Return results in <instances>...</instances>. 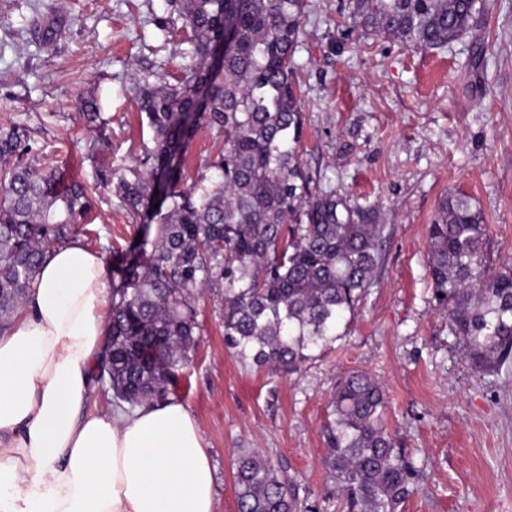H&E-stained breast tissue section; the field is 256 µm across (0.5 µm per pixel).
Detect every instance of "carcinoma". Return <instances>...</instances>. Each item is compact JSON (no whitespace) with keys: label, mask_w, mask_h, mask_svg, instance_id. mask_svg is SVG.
Instances as JSON below:
<instances>
[{"label":"carcinoma","mask_w":512,"mask_h":512,"mask_svg":"<svg viewBox=\"0 0 512 512\" xmlns=\"http://www.w3.org/2000/svg\"><path fill=\"white\" fill-rule=\"evenodd\" d=\"M194 66L176 84L139 79L154 146L141 166L100 174L144 220L140 241L112 254L111 333L95 383L133 408L162 402L195 350L198 291L222 289L224 343L243 361L294 372L341 336L381 260L380 224L312 181L297 161L303 119L294 62L304 0H171ZM357 24L412 49L456 41L490 0H357ZM218 153L190 186L183 154L197 130ZM33 132L0 128V333L6 332L47 251L76 236L92 206L83 185L56 189L52 167L25 159ZM436 310L471 369L512 363V262L492 265L487 224L469 196L440 202L428 229ZM382 386L345 375L323 428V466L350 508L403 512L418 470L385 424ZM238 512H297L287 470L256 450L236 459Z\"/></svg>","instance_id":"1"}]
</instances>
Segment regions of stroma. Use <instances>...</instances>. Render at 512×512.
Segmentation results:
<instances>
[{
    "instance_id": "stroma-1",
    "label": "stroma",
    "mask_w": 512,
    "mask_h": 512,
    "mask_svg": "<svg viewBox=\"0 0 512 512\" xmlns=\"http://www.w3.org/2000/svg\"><path fill=\"white\" fill-rule=\"evenodd\" d=\"M354 0H305L295 52L304 97L300 162L328 189L374 209L383 227L374 284L346 336L293 374L243 363L224 344L218 290L196 304L197 347L174 401L200 427L216 512H237L240 449L287 466L314 512H347L322 466L321 427L340 378L374 377L387 426L420 470L405 512H512V366L474 374L428 286V226L441 199L468 194L496 261L512 260V0L441 50L413 51L353 25ZM57 37L44 41L35 19ZM169 0H0V125L36 132L38 151L77 183L139 162L152 132L140 77L171 83L191 59L157 27ZM490 45L475 56L479 42ZM97 99L101 118L79 103ZM113 188L99 191L78 237L111 257L136 233Z\"/></svg>"
}]
</instances>
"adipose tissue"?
I'll return each instance as SVG.
<instances>
[{
    "instance_id": "adipose-tissue-1",
    "label": "adipose tissue",
    "mask_w": 512,
    "mask_h": 512,
    "mask_svg": "<svg viewBox=\"0 0 512 512\" xmlns=\"http://www.w3.org/2000/svg\"><path fill=\"white\" fill-rule=\"evenodd\" d=\"M108 300L103 255L76 238L52 248L0 334V512H216L182 403L89 412Z\"/></svg>"
}]
</instances>
